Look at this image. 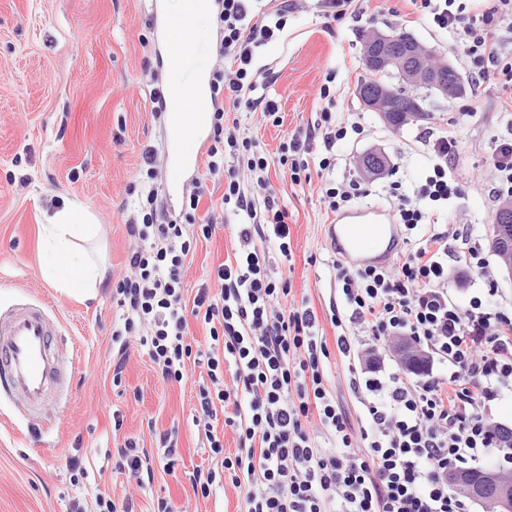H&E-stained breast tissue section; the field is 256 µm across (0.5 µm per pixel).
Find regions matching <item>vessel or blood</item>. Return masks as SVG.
<instances>
[{
  "label": "vessel or blood",
  "mask_w": 512,
  "mask_h": 512,
  "mask_svg": "<svg viewBox=\"0 0 512 512\" xmlns=\"http://www.w3.org/2000/svg\"><path fill=\"white\" fill-rule=\"evenodd\" d=\"M197 89V82L182 79L165 89L171 112L165 188L172 194L181 191L185 168L199 166L206 145L208 112L185 109ZM327 232L342 257L356 267L391 262L401 239L392 211L372 206L338 215ZM58 336L48 304L19 296L0 308V392L20 397L29 418L42 417L49 392L62 387L72 373L71 361L59 349Z\"/></svg>",
  "instance_id": "1"
}]
</instances>
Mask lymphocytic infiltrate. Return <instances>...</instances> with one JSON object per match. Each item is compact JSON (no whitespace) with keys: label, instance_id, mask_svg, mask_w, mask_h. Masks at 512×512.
Instances as JSON below:
<instances>
[{"label":"lymphocytic infiltrate","instance_id":"1","mask_svg":"<svg viewBox=\"0 0 512 512\" xmlns=\"http://www.w3.org/2000/svg\"><path fill=\"white\" fill-rule=\"evenodd\" d=\"M293 9L292 0L271 12L264 0H223L224 65L212 73L218 106L205 166L224 181L232 256L193 298L184 292L186 264L216 230L198 214L208 187L196 181L181 217L167 218L158 206V152L148 146L141 153L140 176L126 188L137 211L126 226V268L112 289L113 375L121 377L134 347L168 382H185L194 366L205 365L192 423L221 467L196 469L194 494L209 497L227 477L242 512H470L446 474L452 465L481 467L491 454L512 460V448L501 447L487 420L492 402L512 392V316L492 299L474 297L464 306L448 292L449 267L490 275L472 227L445 220V203L460 192L453 177L460 142L452 133L433 139L436 161L415 196L401 182L390 185V208L405 232L416 233L414 247L388 265L334 262L342 304L330 309L338 334L328 345L314 309L289 302L291 285L274 275L264 249L270 242L293 258L288 205L268 178L271 162L224 124L227 111L241 109L278 120V102L268 93L275 78L256 67L255 51L280 36ZM417 9L458 39L474 87L495 68L512 82V0H419ZM499 110L505 129L481 177L494 203L512 197V96ZM364 132L360 122L321 110L312 126L281 144L278 163L295 185L323 177V202L345 210L363 195L360 182L338 184L325 175L336 166L338 143ZM239 161L255 188L240 179ZM192 318L207 328L206 345L189 340ZM399 336L430 348L447 372L428 368L411 379L382 369L380 354ZM363 349L375 357L349 378L366 421L356 432L327 388L328 371L332 351L351 358ZM221 423L238 437L235 452L224 450ZM115 467L140 488L154 476L136 436L124 438Z\"/></svg>","mask_w":512,"mask_h":512}]
</instances>
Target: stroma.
<instances>
[{
	"instance_id": "35a3bbf8",
	"label": "stroma",
	"mask_w": 512,
	"mask_h": 512,
	"mask_svg": "<svg viewBox=\"0 0 512 512\" xmlns=\"http://www.w3.org/2000/svg\"><path fill=\"white\" fill-rule=\"evenodd\" d=\"M154 5L155 0H0V306L21 292L51 305L60 345L74 361L69 385L48 401L50 429L25 420L16 399L0 394V512H69L76 498L88 508L99 489L119 498L132 494L136 512H151L160 496L189 512L240 510L232 485L204 499L194 497L188 480L195 469L214 463L190 421L200 368L184 383H169L135 350L121 385L112 383V284L125 271V224L134 216L125 187L139 171L143 147H165L151 112L166 54L161 30L151 21ZM370 30L409 32L435 60L470 74L456 42L421 17L410 0H353L339 21L325 18L315 0H299L279 39L257 50L259 66L276 78L270 93L279 103L281 123L243 112L241 134L257 139L275 161L287 136L316 120L321 109L352 114L367 134L337 145L331 178L361 179L357 157L380 150L389 162L386 174L362 181L370 191L367 203L384 207L392 180L410 190L422 183L431 164L428 136L455 131L464 148L455 169L461 193L448 202L450 219L464 218L489 231L495 207L477 176L489 162L500 81L483 85L478 112H469V95L448 100L431 93L430 119L389 129L356 96L366 74L361 35ZM331 70L336 96L327 102L318 91ZM410 143L415 151H407ZM269 177L288 201L293 249L289 264L270 251L271 264L276 273L290 275L295 300H306L325 335L334 337L327 311L338 296L332 269L338 254L326 226L335 215L316 190L293 185L275 164ZM72 199L86 205L103 228L108 271L90 300L61 294L39 270L40 226L47 213ZM230 253L229 230L200 241L185 272L187 296H194L210 269ZM116 410L124 415L118 432L112 426ZM173 427L179 430L174 474L156 469L149 487L132 490L113 466V448L124 437L139 435L149 457H156L152 431ZM73 456L86 471L79 487L68 467Z\"/></svg>"
}]
</instances>
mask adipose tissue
Here are the masks:
<instances>
[{
    "label": "adipose tissue",
    "mask_w": 512,
    "mask_h": 512,
    "mask_svg": "<svg viewBox=\"0 0 512 512\" xmlns=\"http://www.w3.org/2000/svg\"><path fill=\"white\" fill-rule=\"evenodd\" d=\"M42 232L46 277L64 294L91 296L104 279L101 257L92 249L101 232L96 216L73 200L46 216Z\"/></svg>",
    "instance_id": "ef3b65f1"
}]
</instances>
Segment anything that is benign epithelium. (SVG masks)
Instances as JSON below:
<instances>
[{"label":"benign epithelium","instance_id":"benign-epithelium-1","mask_svg":"<svg viewBox=\"0 0 512 512\" xmlns=\"http://www.w3.org/2000/svg\"><path fill=\"white\" fill-rule=\"evenodd\" d=\"M363 61L365 68L372 72H386L398 78V83L380 84L373 93L363 84L356 89V95L367 98L371 110L377 112L386 125L390 124L395 112H404L408 117L416 112L418 102L415 98L401 94V90L406 87H425L435 90L444 98L448 97L447 64L428 63L424 58V48L412 35L368 33ZM357 165L363 176L376 178L385 171L387 160L385 155L371 149L358 157ZM497 222L495 244L499 265L512 279L511 200L500 206ZM396 345L407 365L426 359V354L417 350L405 338H398ZM448 484L464 489L474 499L483 502L486 512H512V469H487L476 481L462 472L450 471Z\"/></svg>","mask_w":512,"mask_h":512}]
</instances>
